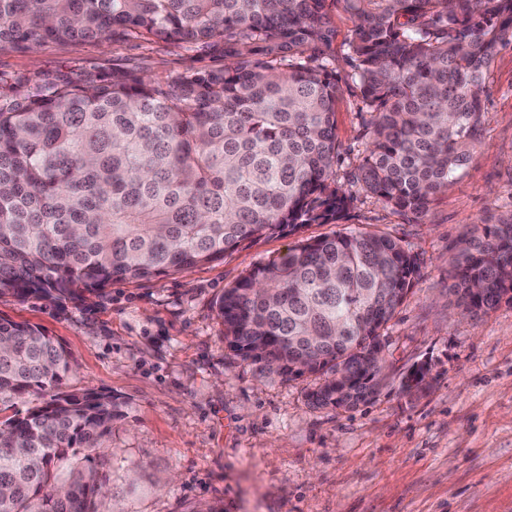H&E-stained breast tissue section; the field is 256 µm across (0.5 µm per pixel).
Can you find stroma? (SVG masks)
<instances>
[{
  "mask_svg": "<svg viewBox=\"0 0 512 512\" xmlns=\"http://www.w3.org/2000/svg\"><path fill=\"white\" fill-rule=\"evenodd\" d=\"M336 39L325 65L336 100L338 182L358 164L366 113L349 79L354 23L330 0ZM220 50L159 40L48 42L0 49V76L24 85L63 71L137 70L166 79L222 66ZM512 218V37L485 77L474 161L411 221L356 195L339 222L264 237L183 273L115 282L103 297L0 296V317L41 327L73 356L67 389L111 395L108 497L123 512H512V303L472 317L448 277L474 225ZM349 231L401 241L420 261L406 300L382 331L379 395L353 410L318 409L313 375L267 379L224 345L214 311L225 288L301 240ZM429 383L406 393L418 363Z\"/></svg>",
  "mask_w": 512,
  "mask_h": 512,
  "instance_id": "stroma-1",
  "label": "stroma"
}]
</instances>
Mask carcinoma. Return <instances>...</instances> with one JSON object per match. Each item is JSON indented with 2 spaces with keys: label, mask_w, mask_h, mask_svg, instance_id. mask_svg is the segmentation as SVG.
<instances>
[{
  "label": "carcinoma",
  "mask_w": 512,
  "mask_h": 512,
  "mask_svg": "<svg viewBox=\"0 0 512 512\" xmlns=\"http://www.w3.org/2000/svg\"><path fill=\"white\" fill-rule=\"evenodd\" d=\"M328 0H0V46L152 37L221 49V68L147 80L0 78V296L99 295L178 273L245 242L339 221L352 188L416 219L480 145L483 81L512 0H342L369 119L363 158L336 180L340 87L320 59ZM420 261L374 232L300 241L215 302L225 346L263 376L301 363L317 408L374 400L380 341ZM449 277L462 312L512 292V219L462 241ZM71 353L0 318V512H103L112 397L70 392Z\"/></svg>",
  "instance_id": "obj_1"
}]
</instances>
